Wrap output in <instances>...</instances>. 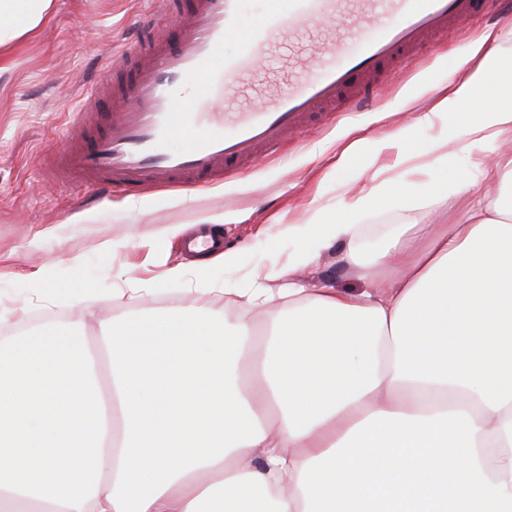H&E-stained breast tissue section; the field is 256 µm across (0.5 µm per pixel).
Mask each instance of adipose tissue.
Instances as JSON below:
<instances>
[{
    "label": "adipose tissue",
    "mask_w": 512,
    "mask_h": 512,
    "mask_svg": "<svg viewBox=\"0 0 512 512\" xmlns=\"http://www.w3.org/2000/svg\"><path fill=\"white\" fill-rule=\"evenodd\" d=\"M51 7L0 0V47ZM494 39L422 122L493 86L465 137L512 134V54L486 52ZM425 193L459 208L394 225L368 257L359 216L412 209V184L293 227L305 261L342 244L361 291L256 277L224 291L243 316L102 323L111 402L79 332L0 343V512H512V201L459 181Z\"/></svg>",
    "instance_id": "adipose-tissue-1"
}]
</instances>
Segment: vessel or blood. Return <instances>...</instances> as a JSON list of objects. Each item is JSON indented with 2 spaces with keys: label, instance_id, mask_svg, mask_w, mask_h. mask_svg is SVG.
<instances>
[{
  "label": "vessel or blood",
  "instance_id": "obj_1",
  "mask_svg": "<svg viewBox=\"0 0 512 512\" xmlns=\"http://www.w3.org/2000/svg\"><path fill=\"white\" fill-rule=\"evenodd\" d=\"M195 0L175 43L142 26L111 69V131L91 130L100 84L68 110L78 148L57 152L46 177L136 194L204 187L284 148L340 98L371 105L372 78L415 56L480 0ZM236 51L226 52L227 38Z\"/></svg>",
  "mask_w": 512,
  "mask_h": 512
}]
</instances>
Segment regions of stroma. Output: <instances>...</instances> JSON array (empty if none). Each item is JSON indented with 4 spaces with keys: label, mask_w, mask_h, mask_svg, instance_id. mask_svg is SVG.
Here are the masks:
<instances>
[{
    "label": "stroma",
    "mask_w": 512,
    "mask_h": 512,
    "mask_svg": "<svg viewBox=\"0 0 512 512\" xmlns=\"http://www.w3.org/2000/svg\"><path fill=\"white\" fill-rule=\"evenodd\" d=\"M147 11V0H53L40 32L8 45L0 72V342L48 323H72L68 288L84 283V303L98 317L80 332L107 400L112 365L102 320L192 299L223 313L224 289L255 275L272 288L283 284L280 271L299 250L293 225L340 211L359 193L394 194L405 181L462 179L482 189L476 162L503 145L494 138L458 148L473 117L466 106L447 120L416 125L407 141L393 139L399 127L430 111L449 84L465 79L470 48L487 31L497 33L501 52L512 53V12L501 0H487L481 15L384 74L372 109L311 126L282 154L223 182L135 198L75 180L46 183L52 155L71 137L66 107L84 97L108 58L136 40ZM215 223L225 249L240 252L237 267L207 264L206 254L186 249L194 225ZM174 226L181 232L172 237ZM176 265L183 275L169 279ZM36 280L46 288H33Z\"/></svg>",
    "instance_id": "1"
}]
</instances>
